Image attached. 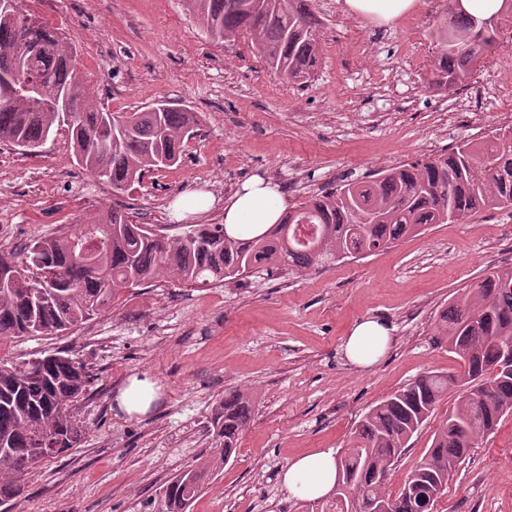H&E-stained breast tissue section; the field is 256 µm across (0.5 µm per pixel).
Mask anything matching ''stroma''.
<instances>
[{"mask_svg":"<svg viewBox=\"0 0 512 512\" xmlns=\"http://www.w3.org/2000/svg\"><path fill=\"white\" fill-rule=\"evenodd\" d=\"M60 27L80 53L90 102L143 112L165 101L197 114L179 162L116 191L73 157L66 133L30 154L0 142V247L76 231L123 205L134 221L175 235L171 205L202 190L216 203L197 216L219 224L225 195L260 175L291 206L347 180L446 153L512 119V25L450 89L431 83V35L448 0H421L390 26L311 0L321 50L313 80L272 71L249 37L217 44L182 0H19ZM512 266V208L486 209L356 262L287 276L258 273L217 287L168 282L123 290L115 303L60 336L0 341L18 363L68 350L95 379L78 414L84 442L24 478L8 512H140L211 443L208 416L225 389L250 391L255 408L228 464L210 474L190 512H320L288 497L280 474L299 455L349 444L376 403L428 372L457 371L437 335L442 312L489 271ZM374 319L390 330L375 366L359 370L341 347L351 328ZM136 375L155 384L141 415L117 399ZM449 393L387 477L401 488L455 404ZM434 512H512V417L480 439Z\"/></svg>","mask_w":512,"mask_h":512,"instance_id":"35a3bbf8","label":"stroma"}]
</instances>
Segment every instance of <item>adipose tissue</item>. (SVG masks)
<instances>
[{
    "instance_id": "ef3b65f1",
    "label": "adipose tissue",
    "mask_w": 512,
    "mask_h": 512,
    "mask_svg": "<svg viewBox=\"0 0 512 512\" xmlns=\"http://www.w3.org/2000/svg\"><path fill=\"white\" fill-rule=\"evenodd\" d=\"M344 13L389 25L413 12L419 0H339ZM290 203L280 187L262 177L245 181L224 201V226L229 234L245 238L263 234L279 223ZM389 342L388 328L376 320L357 324L347 337V360L360 368L375 365ZM339 476L333 450L327 449L293 459L282 473V484L290 497L314 500L326 496Z\"/></svg>"
}]
</instances>
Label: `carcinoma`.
I'll return each mask as SVG.
<instances>
[{
  "instance_id": "carcinoma-1",
  "label": "carcinoma",
  "mask_w": 512,
  "mask_h": 512,
  "mask_svg": "<svg viewBox=\"0 0 512 512\" xmlns=\"http://www.w3.org/2000/svg\"><path fill=\"white\" fill-rule=\"evenodd\" d=\"M217 42L247 33L267 65L305 83L319 60L317 20L309 0H183ZM451 12L436 23L440 45L433 83H463L496 29ZM41 80L36 94L17 92L26 75ZM196 113L159 103L145 112H104L88 100L77 48L59 28L23 9L0 14V142L30 152L55 128H65L77 163L124 191L143 174L178 162ZM512 207V130L478 139L446 154L382 170L367 181L344 183L285 215L255 238L230 236L222 224H191L175 237H157L114 208L78 231L36 240L24 254L0 250V341L58 335L91 319L127 288L167 279L195 285L222 282L259 269L298 272L385 251L433 224H448L483 209ZM439 335L464 373H426L372 406L340 455L344 497L365 512H431L457 467L478 440L512 416V267L484 276L448 302ZM458 403L434 433L431 447L399 491L384 477L450 390L465 385ZM94 374L65 351L0 361V503L19 497L22 478L41 463L77 447L86 428L78 417ZM253 397L229 389L212 407L215 446L195 468L174 476L159 500L142 512H188L205 478L232 457L251 419Z\"/></svg>"
}]
</instances>
